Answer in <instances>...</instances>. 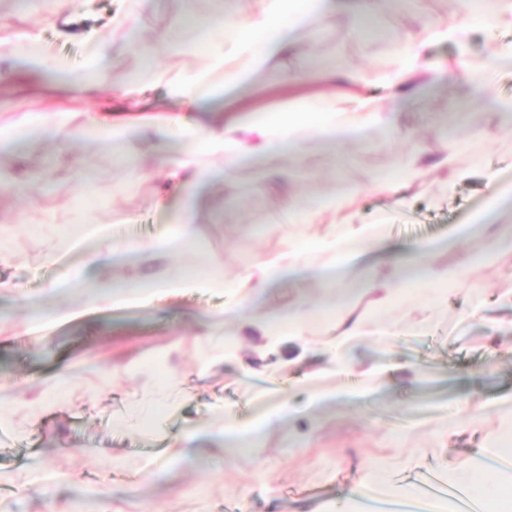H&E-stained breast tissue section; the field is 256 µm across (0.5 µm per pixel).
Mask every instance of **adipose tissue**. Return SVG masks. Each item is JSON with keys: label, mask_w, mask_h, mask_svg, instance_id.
<instances>
[{"label": "adipose tissue", "mask_w": 512, "mask_h": 512, "mask_svg": "<svg viewBox=\"0 0 512 512\" xmlns=\"http://www.w3.org/2000/svg\"><path fill=\"white\" fill-rule=\"evenodd\" d=\"M248 0H234L227 13L198 19L196 25L209 37L206 52H199L196 42L172 41L168 30L156 31L151 38L135 40L134 47L145 71L163 83L177 99L183 111L201 109L204 95H224L225 110H232L231 95L242 85L255 80L273 62L284 61L299 48L302 34L309 24H322L333 13V0H264L262 11L247 8ZM488 33L512 29V0H494L490 9H478L475 0H462L448 19L425 17L420 29L398 39L393 48L392 64L378 73L377 79L393 96L408 101L412 95V79L430 73L424 49L435 40L454 43L458 56L452 70L477 86L486 87L502 70L512 69V44L492 41L484 55L473 58L469 41L475 26ZM177 57H200V64L178 72L166 69L161 54ZM348 97L336 93L321 95L317 106L300 100L288 105L270 122L242 124L227 119L223 124L201 129L194 123L179 120L158 122L149 127L124 125L101 132V140L113 151H121L126 141L139 139L148 152L165 153L171 177L185 197L184 207L174 230L140 243V253L167 256L183 250L194 235V213L204 203V190L218 174L232 175L244 162L259 154L290 153L301 155L309 141L336 144L339 137L362 134L387 126L388 120L373 99L359 101L356 112H348ZM179 129L187 144L202 143L205 151L221 160L222 169L194 167L189 153L166 154L167 138L172 129ZM427 166L419 147H411L394 172L373 176L370 189L379 194H393L411 186ZM357 189L343 187L319 200L308 201L298 195L280 199V212L292 224H314L324 212L335 213L338 222L332 236L309 237L303 244L287 243L274 256L257 254L234 281L223 275H168L148 277L135 283H105L89 298L95 308L147 305L166 295L183 294L207 288H227L233 293H258L294 278L301 270L302 256L309 250H335L337 263H347L366 248L379 247L381 238L373 224L357 225L352 213ZM397 278H414L425 284L456 282L463 270L440 271L423 261L421 251L410 252L396 260Z\"/></svg>", "instance_id": "adipose-tissue-1"}]
</instances>
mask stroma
Listing matches in <instances>:
<instances>
[{
    "instance_id": "1",
    "label": "stroma",
    "mask_w": 512,
    "mask_h": 512,
    "mask_svg": "<svg viewBox=\"0 0 512 512\" xmlns=\"http://www.w3.org/2000/svg\"><path fill=\"white\" fill-rule=\"evenodd\" d=\"M230 8L229 0H150L119 25L117 0H76L62 13L56 0H0V125L28 112L66 122L56 137L0 150V169L22 187L0 191V281L15 287L0 297V512H94L101 498L110 512H366L368 493L393 503L423 473L453 479L470 471L512 410V251L474 264L450 239L492 186L481 176L453 184L437 169L394 197L368 190L371 177L390 169L412 142L435 158L449 137L465 139L472 126L497 130L487 162L512 179V130L484 104L488 96L512 99L511 72L488 93L472 91L474 110L463 115L449 113L448 91L465 82L444 78L442 90L408 106L393 104L376 83L392 61L393 41L418 31L424 16L447 18L452 0L391 9L358 40L347 36L345 14L331 15L324 30L305 34L291 60L309 76L297 94L309 97L321 87V67L346 58L348 71L367 78L359 95L379 101L393 130L241 167L197 210L188 248L158 258L135 250L171 225L183 206L180 190L160 155L146 153L141 142L117 155L74 130L145 124L177 110L167 88L147 79L138 97L113 93L139 65L129 29L148 37L167 26L174 39H189L194 18ZM90 36L107 51L105 78L89 91L46 83L37 67L12 54L15 43L36 38L51 60L78 69ZM242 96L247 109L239 121H251L256 109L279 112L289 98L281 66L268 67ZM129 156L143 157L141 176L127 167ZM344 185L361 191L355 223L386 224L382 249L353 261L349 278L396 284L390 259L415 243L426 245L434 267L466 270L444 301H432L423 287L399 286L398 298L370 319L399 328L389 341H343L317 328L303 344L258 335L234 320L210 331L209 316L231 300L220 288L145 307L87 305L89 280L133 281L164 270H217L233 279L256 254L273 256L287 239L331 231L329 214L318 224L280 222L277 197L293 190L314 201ZM82 213L94 236L62 246ZM326 260L307 254L300 279L249 298L245 319L335 300L336 289L320 285ZM33 303L68 318L29 331ZM339 353L350 370L334 374L329 367ZM382 366L392 369L386 387L353 393L362 371ZM61 374L70 378L63 394L54 387ZM174 374L183 395L168 400L163 390ZM320 386L332 396L318 403L312 395ZM463 405L479 416L449 422L450 410ZM278 408V425L254 444L225 447L229 419L247 422Z\"/></svg>"
}]
</instances>
